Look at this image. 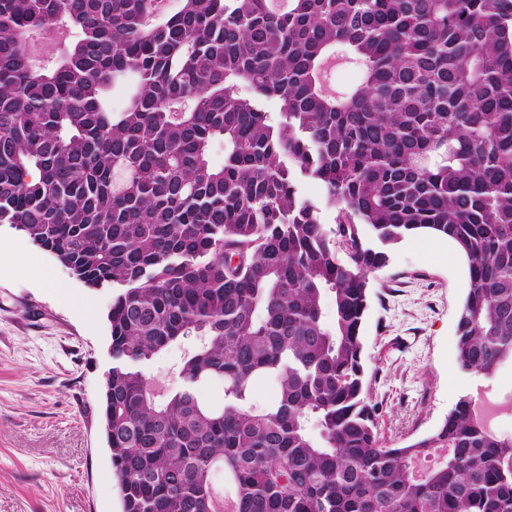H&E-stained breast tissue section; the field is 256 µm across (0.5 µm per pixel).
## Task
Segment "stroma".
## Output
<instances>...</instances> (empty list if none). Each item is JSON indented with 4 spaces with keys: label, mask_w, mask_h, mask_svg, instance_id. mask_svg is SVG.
Listing matches in <instances>:
<instances>
[{
    "label": "stroma",
    "mask_w": 512,
    "mask_h": 512,
    "mask_svg": "<svg viewBox=\"0 0 512 512\" xmlns=\"http://www.w3.org/2000/svg\"><path fill=\"white\" fill-rule=\"evenodd\" d=\"M467 285L455 244L422 232L370 276L364 355L391 446L435 433L478 388L512 391L511 362L490 379L457 367ZM112 296L0 224V512H121L99 410Z\"/></svg>",
    "instance_id": "stroma-1"
}]
</instances>
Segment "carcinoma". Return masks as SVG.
Here are the masks:
<instances>
[{"instance_id":"1","label":"carcinoma","mask_w":512,"mask_h":512,"mask_svg":"<svg viewBox=\"0 0 512 512\" xmlns=\"http://www.w3.org/2000/svg\"><path fill=\"white\" fill-rule=\"evenodd\" d=\"M179 2L0 0V224L117 289L122 512H218L217 469L233 512H512V437L472 397L386 444L362 336L369 275L424 230L468 262L458 368L512 361V0ZM61 25L35 63L31 34ZM332 58L358 81L329 91ZM190 339L181 384L152 388L141 366ZM302 196L313 202L319 208L320 220L327 228L335 226V217L338 212L337 205H333L325 198L322 188L313 183L305 182L301 187Z\"/></svg>"}]
</instances>
